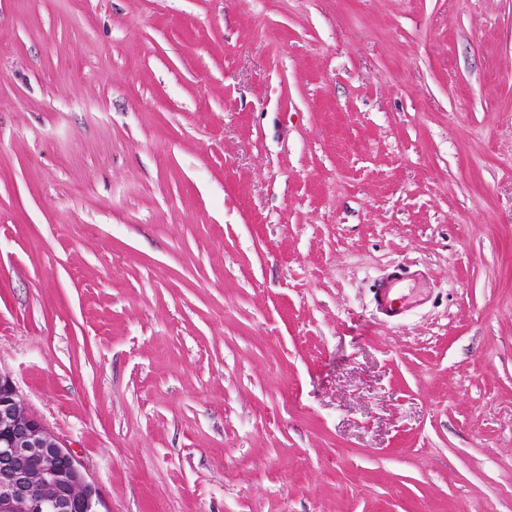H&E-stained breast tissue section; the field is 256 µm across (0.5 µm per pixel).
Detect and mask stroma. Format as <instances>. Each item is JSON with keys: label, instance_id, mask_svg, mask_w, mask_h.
<instances>
[{"label": "stroma", "instance_id": "35a3bbf8", "mask_svg": "<svg viewBox=\"0 0 512 512\" xmlns=\"http://www.w3.org/2000/svg\"><path fill=\"white\" fill-rule=\"evenodd\" d=\"M0 373L106 512H512V0H0Z\"/></svg>", "mask_w": 512, "mask_h": 512}]
</instances>
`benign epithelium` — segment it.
Here are the masks:
<instances>
[{
    "instance_id": "1",
    "label": "benign epithelium",
    "mask_w": 512,
    "mask_h": 512,
    "mask_svg": "<svg viewBox=\"0 0 512 512\" xmlns=\"http://www.w3.org/2000/svg\"><path fill=\"white\" fill-rule=\"evenodd\" d=\"M74 452L28 412L0 373V512H103Z\"/></svg>"
}]
</instances>
